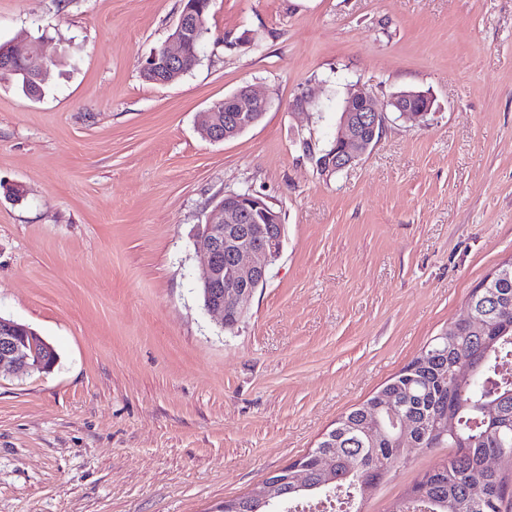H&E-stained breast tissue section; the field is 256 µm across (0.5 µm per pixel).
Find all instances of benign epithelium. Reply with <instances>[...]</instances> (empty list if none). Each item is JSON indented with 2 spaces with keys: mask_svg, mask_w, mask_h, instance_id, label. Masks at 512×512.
<instances>
[{
  "mask_svg": "<svg viewBox=\"0 0 512 512\" xmlns=\"http://www.w3.org/2000/svg\"><path fill=\"white\" fill-rule=\"evenodd\" d=\"M203 23V12L188 9L178 18L175 32L158 50L144 61L141 70L151 73V82L167 85L175 81L185 68L186 46L194 31ZM41 52L40 46H29L22 53L14 46L0 47V63L22 66V75L33 81H44L46 71L34 68L29 59ZM434 100L421 90H403L392 95L387 106L413 121L431 112ZM267 109V100L243 86L213 103L205 112L202 134L211 142L229 140L254 126L261 118L256 105ZM225 110L224 123L216 114ZM384 110L379 108L365 86L349 85L337 124L336 145L340 148L336 163L321 165L327 172L344 170L364 156L383 131ZM284 224L267 204V200L251 192H228L198 225L197 244L205 272L201 285L205 291L206 310L220 317L226 328H235L242 320L246 306L255 291L266 283L269 266L283 251ZM49 349L31 335L27 327L0 320V374L31 370L47 361ZM282 472L299 489L309 483L302 459L294 460ZM278 484L269 481L253 491L262 503L278 496Z\"/></svg>",
  "mask_w": 512,
  "mask_h": 512,
  "instance_id": "benign-epithelium-1",
  "label": "benign epithelium"
}]
</instances>
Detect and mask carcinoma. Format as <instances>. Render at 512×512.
<instances>
[{"label":"carcinoma","mask_w":512,"mask_h":512,"mask_svg":"<svg viewBox=\"0 0 512 512\" xmlns=\"http://www.w3.org/2000/svg\"><path fill=\"white\" fill-rule=\"evenodd\" d=\"M210 34L203 26L191 38L186 67L192 69L195 53ZM474 309L484 323L467 327L455 322L447 335L435 336L388 383L363 404L342 415L336 426L305 455L310 485L288 489L278 501L292 503L315 494L365 498L378 481L409 460L415 448H446L456 454L425 473L407 497L390 512H504L512 503L509 479L485 470V459L502 449L512 452V378L499 370L512 356V276L479 293H471ZM470 362L473 373L457 376L459 364ZM395 396L399 417L407 422L406 443L391 431L375 440V420H387V393ZM334 455L329 471L321 469L323 449ZM486 483L498 491L496 506L487 508L472 494Z\"/></svg>","instance_id":"cac0c4a2"}]
</instances>
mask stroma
Returning <instances> with one entry per match:
<instances>
[{
    "instance_id": "stroma-1",
    "label": "stroma",
    "mask_w": 512,
    "mask_h": 512,
    "mask_svg": "<svg viewBox=\"0 0 512 512\" xmlns=\"http://www.w3.org/2000/svg\"><path fill=\"white\" fill-rule=\"evenodd\" d=\"M180 11L0 0V43L41 40L47 70L36 99L0 83V316L59 354L0 377V512H224L512 258V0H213L194 69L146 83ZM356 82L433 108L386 113L369 152L321 171ZM246 85L262 119L203 139L201 113ZM244 190L281 211L285 241L227 330L199 294L196 228ZM452 454L414 450L363 512ZM434 100L429 92L403 90L392 95L386 106L409 120L418 121L431 112Z\"/></svg>"
}]
</instances>
